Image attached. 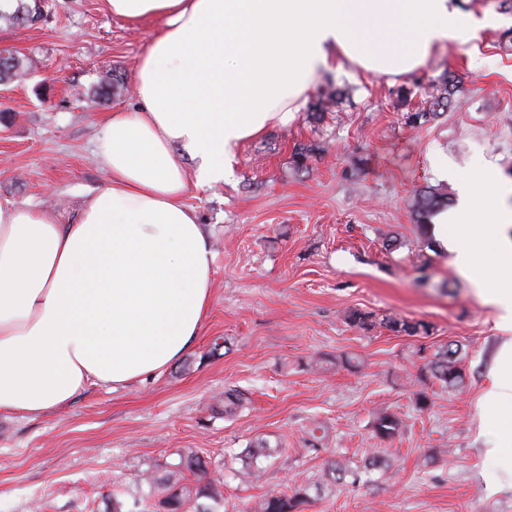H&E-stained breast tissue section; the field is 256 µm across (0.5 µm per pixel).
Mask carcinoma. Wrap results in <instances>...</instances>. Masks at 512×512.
<instances>
[{"instance_id": "obj_1", "label": "carcinoma", "mask_w": 512, "mask_h": 512, "mask_svg": "<svg viewBox=\"0 0 512 512\" xmlns=\"http://www.w3.org/2000/svg\"><path fill=\"white\" fill-rule=\"evenodd\" d=\"M17 6L8 11L0 8V22L11 26H22L42 13L38 0L27 3V0H16ZM28 70L24 61L11 50H0V83L7 82ZM458 80L454 77H444L436 86L429 108L407 115L411 125L422 124L446 111L452 105V98L456 92ZM451 202L448 194L439 188L428 187L416 193L410 207L414 214V222L419 229H424L428 216L436 209L447 206ZM386 326L395 332H404L410 336L429 334V326L423 322H409L403 319L388 318ZM420 377H432L445 388H459L465 382L464 370L461 366V353L459 347L450 343L441 346L431 354L426 361ZM246 395L237 388H228L224 394L216 397L213 411L226 417L232 416L245 406ZM373 428L376 435L382 440L393 438L399 428L400 421L392 413L378 412L374 416ZM274 450L270 445L258 440L252 442L246 449L248 459L247 475L259 480L263 468L258 462L273 456ZM197 476L196 483L186 482V473ZM206 473L204 460L193 449L180 454V459L173 464L168 474L163 478L149 475L144 482L157 491L155 503L151 512H215L213 506L224 500L223 481L219 478L203 480L199 475ZM308 502L307 487H296L291 493L273 489L264 495L259 503L258 512H301Z\"/></svg>"}]
</instances>
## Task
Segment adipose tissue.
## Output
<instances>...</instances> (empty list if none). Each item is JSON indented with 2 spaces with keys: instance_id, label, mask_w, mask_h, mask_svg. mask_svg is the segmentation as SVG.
<instances>
[{
  "instance_id": "ef3b65f1",
  "label": "adipose tissue",
  "mask_w": 512,
  "mask_h": 512,
  "mask_svg": "<svg viewBox=\"0 0 512 512\" xmlns=\"http://www.w3.org/2000/svg\"><path fill=\"white\" fill-rule=\"evenodd\" d=\"M105 3L163 26L138 60V109L103 125L105 185L71 219L0 200V412L40 415L87 385L125 387L183 357L206 320L215 262L190 186L224 180L237 147L288 124L322 72L347 64L407 75L472 28L459 0ZM438 173L456 181L460 200L431 232L503 334L481 397L496 435L483 479L512 490V285L483 271L512 268L511 190L488 163Z\"/></svg>"
}]
</instances>
